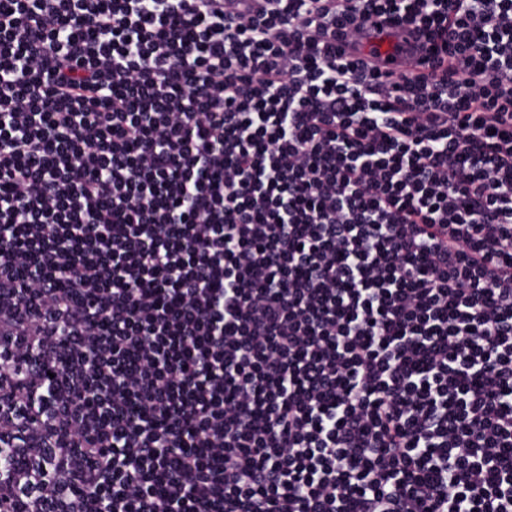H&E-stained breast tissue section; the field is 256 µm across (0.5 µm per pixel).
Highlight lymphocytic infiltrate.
Here are the masks:
<instances>
[{
    "label": "lymphocytic infiltrate",
    "mask_w": 512,
    "mask_h": 512,
    "mask_svg": "<svg viewBox=\"0 0 512 512\" xmlns=\"http://www.w3.org/2000/svg\"><path fill=\"white\" fill-rule=\"evenodd\" d=\"M224 2L0 0V512H512V0Z\"/></svg>",
    "instance_id": "lymphocytic-infiltrate-1"
}]
</instances>
